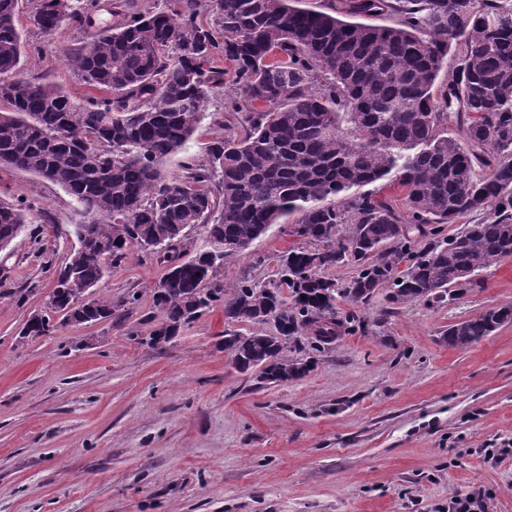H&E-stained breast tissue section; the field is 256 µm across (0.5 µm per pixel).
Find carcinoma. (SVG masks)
Returning <instances> with one entry per match:
<instances>
[{"mask_svg":"<svg viewBox=\"0 0 512 512\" xmlns=\"http://www.w3.org/2000/svg\"><path fill=\"white\" fill-rule=\"evenodd\" d=\"M292 2L169 0L141 12L121 0L112 26L69 53L83 84L110 93L80 104L55 83L4 79L25 43L18 0H0V160L65 189L82 217L83 247L21 333L122 316L131 300L94 287L130 250H150L166 266L152 291L161 320L139 343H167L222 303L235 369L280 385L350 331L354 317L337 304L380 289L395 306L441 303L512 257V0H336L330 13ZM96 8L38 0L32 21L47 34L81 29ZM382 14L393 24L351 20ZM450 52L457 65L442 79ZM216 56L247 92L235 106L244 134L213 144L200 165L184 153L224 84ZM177 157L181 177L165 171ZM389 181L406 192L403 214L381 195ZM477 211L483 220L452 236L435 231ZM295 213L299 244L280 257L279 282L245 279L226 295L224 264ZM24 224L0 203L1 239ZM196 226L224 249H182ZM349 261L358 273L346 285L325 276ZM242 323L274 331L230 330ZM511 323L512 306L489 308L448 325V346L467 350Z\"/></svg>","mask_w":512,"mask_h":512,"instance_id":"1","label":"carcinoma"}]
</instances>
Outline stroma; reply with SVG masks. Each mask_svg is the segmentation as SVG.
<instances>
[{"label": "stroma", "instance_id": "35a3bbf8", "mask_svg": "<svg viewBox=\"0 0 512 512\" xmlns=\"http://www.w3.org/2000/svg\"><path fill=\"white\" fill-rule=\"evenodd\" d=\"M41 33L37 0H19L27 50L17 75L90 95L66 55L113 22ZM224 70L187 153L208 161L214 141L242 134L232 104L244 93ZM0 200L20 205L23 230L0 250V512H448L456 492L484 493L485 512H512V324L466 351L450 324L512 306V257L481 287L446 303H341L353 331L328 346L307 376L281 385L237 372L215 306L160 347L141 344L157 322L148 290L163 265L134 251L112 265L98 294L133 298L120 321L20 331L78 241L80 206L60 186L0 169ZM296 239L278 224L225 264V293L240 280L277 281Z\"/></svg>", "mask_w": 512, "mask_h": 512}]
</instances>
